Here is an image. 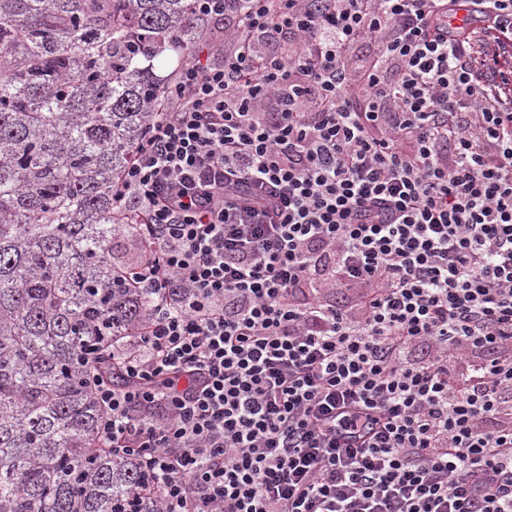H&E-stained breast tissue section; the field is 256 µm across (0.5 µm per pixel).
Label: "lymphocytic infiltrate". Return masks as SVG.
Masks as SVG:
<instances>
[{
	"label": "lymphocytic infiltrate",
	"mask_w": 512,
	"mask_h": 512,
	"mask_svg": "<svg viewBox=\"0 0 512 512\" xmlns=\"http://www.w3.org/2000/svg\"><path fill=\"white\" fill-rule=\"evenodd\" d=\"M189 2L101 444L158 512H512V0Z\"/></svg>",
	"instance_id": "lymphocytic-infiltrate-1"
}]
</instances>
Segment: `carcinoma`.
<instances>
[{"label": "carcinoma", "mask_w": 512, "mask_h": 512, "mask_svg": "<svg viewBox=\"0 0 512 512\" xmlns=\"http://www.w3.org/2000/svg\"><path fill=\"white\" fill-rule=\"evenodd\" d=\"M188 0H0V512H121L87 373L151 310L117 277L112 185L194 46Z\"/></svg>", "instance_id": "cac0c4a2"}]
</instances>
